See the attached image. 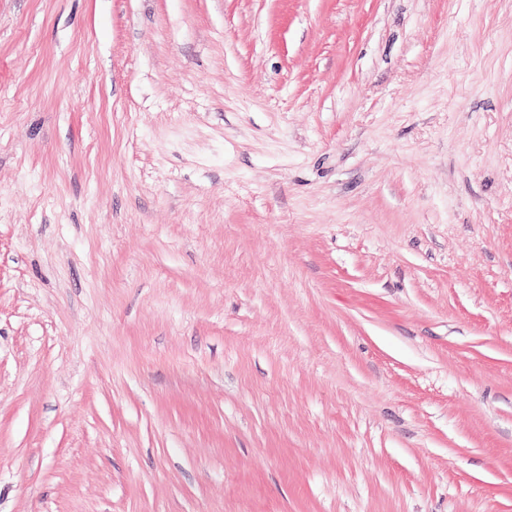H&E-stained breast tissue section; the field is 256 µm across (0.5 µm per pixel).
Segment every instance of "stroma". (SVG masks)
Instances as JSON below:
<instances>
[{"instance_id":"obj_1","label":"stroma","mask_w":512,"mask_h":512,"mask_svg":"<svg viewBox=\"0 0 512 512\" xmlns=\"http://www.w3.org/2000/svg\"><path fill=\"white\" fill-rule=\"evenodd\" d=\"M0 512H512V0H0Z\"/></svg>"}]
</instances>
